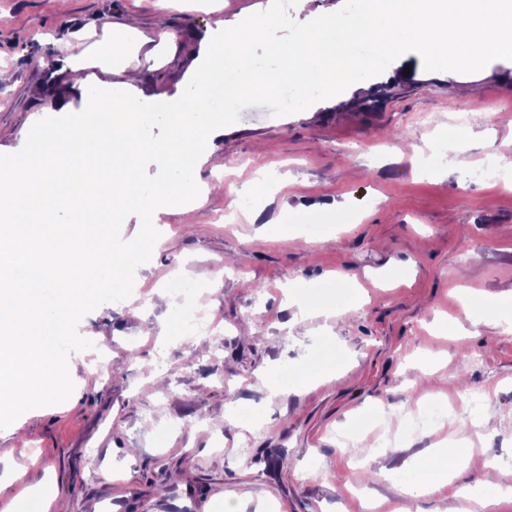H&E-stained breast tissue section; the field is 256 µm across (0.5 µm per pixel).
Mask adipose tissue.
<instances>
[{"label": "adipose tissue", "mask_w": 512, "mask_h": 512, "mask_svg": "<svg viewBox=\"0 0 512 512\" xmlns=\"http://www.w3.org/2000/svg\"><path fill=\"white\" fill-rule=\"evenodd\" d=\"M170 40V34L149 35L128 21L113 24L91 46L89 58L63 53L33 59L36 67L81 95L87 120L108 122L111 136L102 148L74 128L67 136L69 149L44 144L40 165H32L24 143L4 163L10 175L0 179V210L9 214L0 223V404L17 408L33 395L51 397L66 386L68 370L57 359L55 346L69 313L91 305L96 297L94 289L74 279L76 259L87 256L91 270H111L116 288L123 287L131 271L125 255L100 245L97 219L83 216L69 225L34 224L32 213L57 209L67 194L94 195L117 212L139 209L148 227L193 189L212 191L196 174L182 170L185 152L205 159L211 140L221 130L220 123L211 119L198 127L176 119L170 143L154 148L155 159L177 172V179L146 196L139 193L133 175L134 155L141 147L133 135L141 112L135 93L139 62L163 64ZM23 273L37 275L35 287H17ZM472 462V455L459 442L437 449L432 459L423 462L420 478L396 486L400 512H419L421 499L433 495L438 484L450 481Z\"/></svg>", "instance_id": "obj_1"}]
</instances>
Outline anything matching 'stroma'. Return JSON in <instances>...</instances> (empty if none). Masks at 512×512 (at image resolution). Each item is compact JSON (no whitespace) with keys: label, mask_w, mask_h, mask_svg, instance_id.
<instances>
[{"label":"stroma","mask_w":512,"mask_h":512,"mask_svg":"<svg viewBox=\"0 0 512 512\" xmlns=\"http://www.w3.org/2000/svg\"><path fill=\"white\" fill-rule=\"evenodd\" d=\"M268 0H0V152L20 139L32 149L81 126L102 143L99 127L81 125L84 103L34 55L80 54L106 25L136 16L147 33L176 40L163 67L140 63L141 89L159 101L180 97L192 77L191 55L209 26H233ZM467 92L457 111L448 98ZM345 102L319 101L276 117L245 108L225 127L203 182L224 192L177 205L150 236L128 209L103 234L113 245L138 243L150 264L136 267L121 305H91L66 320L71 344L61 360L69 388L0 411L6 465L21 480L0 487V512L42 486L68 512H224L232 495L243 512H366L379 501L397 512L393 484L413 479L417 462L456 434L476 463L426 502L427 512H460L458 487L476 492L484 512H512L494 484L512 481V181L485 184L474 164L505 155L512 133V60L486 72L425 70L409 52L380 75L350 85ZM371 98L372 111L356 100ZM66 101L68 109L57 108ZM471 120L458 124L459 113ZM499 113L489 124L488 113ZM470 141L468 168H418L428 151H447L448 133ZM257 194L253 209L227 216L229 203ZM302 214L324 224L317 237L291 222ZM267 234L262 249L253 239ZM202 283L200 303L224 334L173 335L172 297L158 285L172 272ZM309 284L310 313L300 316L289 290ZM479 296L478 327L465 323L463 301ZM350 310L346 319L334 312ZM109 353L102 380L88 346ZM331 350L312 375L281 384L318 349ZM165 387L155 394V383ZM489 396L490 407L460 404L461 393ZM459 403L469 422L422 430L379 453L365 436L369 415L389 407L392 433L430 401ZM255 411L253 426H230L235 403ZM175 423L163 447L152 435ZM363 430L351 436L352 427ZM350 434L354 453L341 441ZM498 458V469L483 467ZM355 491H348L347 483Z\"/></svg>","instance_id":"35a3bbf8"}]
</instances>
